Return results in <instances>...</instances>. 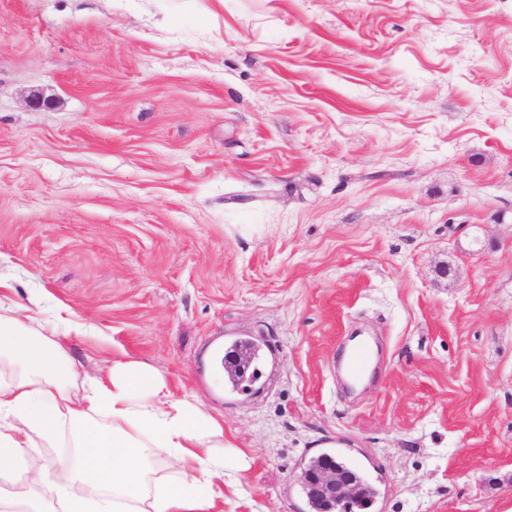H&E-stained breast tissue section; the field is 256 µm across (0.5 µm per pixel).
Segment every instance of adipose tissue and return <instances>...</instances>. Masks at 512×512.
<instances>
[{"label": "adipose tissue", "mask_w": 512, "mask_h": 512, "mask_svg": "<svg viewBox=\"0 0 512 512\" xmlns=\"http://www.w3.org/2000/svg\"><path fill=\"white\" fill-rule=\"evenodd\" d=\"M41 314L0 300V477H41L37 447L66 438L76 454L49 489L56 512H224L222 424L137 359L80 377Z\"/></svg>", "instance_id": "1"}]
</instances>
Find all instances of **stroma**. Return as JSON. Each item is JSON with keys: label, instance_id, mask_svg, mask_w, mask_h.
<instances>
[{"label": "stroma", "instance_id": "stroma-1", "mask_svg": "<svg viewBox=\"0 0 512 512\" xmlns=\"http://www.w3.org/2000/svg\"><path fill=\"white\" fill-rule=\"evenodd\" d=\"M0 282L222 422L224 512H310L323 453L367 512H512V0H0Z\"/></svg>", "mask_w": 512, "mask_h": 512}]
</instances>
